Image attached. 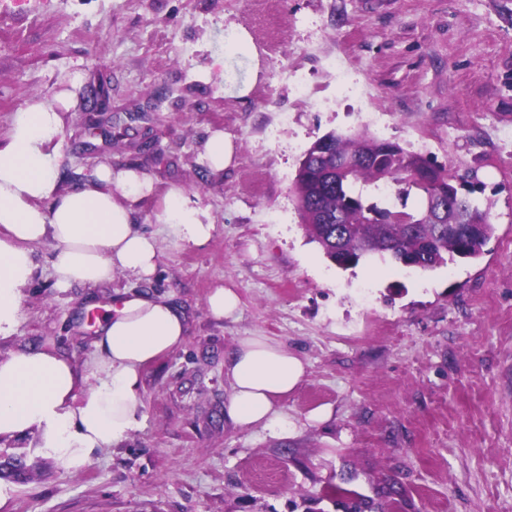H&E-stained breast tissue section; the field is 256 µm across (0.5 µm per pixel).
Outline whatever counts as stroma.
Here are the masks:
<instances>
[{
  "label": "stroma",
  "mask_w": 512,
  "mask_h": 512,
  "mask_svg": "<svg viewBox=\"0 0 512 512\" xmlns=\"http://www.w3.org/2000/svg\"><path fill=\"white\" fill-rule=\"evenodd\" d=\"M240 27L261 61L244 98L217 78L224 34ZM332 58L357 94L337 85ZM294 74L310 95L294 93ZM98 76L113 117L138 112L133 137L110 141L78 111ZM36 100L62 114V187L103 166L152 178L135 222L160 262L148 281L60 288L49 243L32 244L0 360L47 347L88 368L92 307L129 289L172 298L187 340L143 369L140 427L80 474L30 437L0 438V454L32 467L0 512H353L360 500L368 512H512V0H0V139ZM372 112L379 138L485 183L496 232L479 260L342 270L309 240L293 192L302 155L327 133L365 131ZM215 131L236 164L211 174ZM174 186L208 208L206 246L164 238L157 213ZM220 284L240 298L234 318L208 312ZM253 334L308 365L279 403L295 425L284 438L224 417V360Z\"/></svg>",
  "instance_id": "obj_1"
}]
</instances>
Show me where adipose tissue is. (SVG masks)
Here are the masks:
<instances>
[{
    "mask_svg": "<svg viewBox=\"0 0 512 512\" xmlns=\"http://www.w3.org/2000/svg\"><path fill=\"white\" fill-rule=\"evenodd\" d=\"M224 57L248 59L246 76L225 87L232 96H248L260 61L245 29L225 38ZM62 126L60 112L37 100L13 113L0 140V338L18 326L22 290L35 268L32 244L50 243L52 275L61 287L102 284L117 272L147 280L158 269L156 240L134 221L152 179L104 166L94 182L60 189ZM157 220L177 244L205 245L214 230L207 209L190 204L177 187L168 190ZM185 342V318L172 302L140 293L120 298L99 321L89 372L47 348L0 360V437L37 433L38 453L60 472L78 474L95 452L140 425L143 368ZM224 373L231 388L224 413L234 426L288 435L293 425L278 402L307 375L298 356L268 337L245 336L225 359Z\"/></svg>",
    "mask_w": 512,
    "mask_h": 512,
    "instance_id": "obj_1",
    "label": "adipose tissue"
}]
</instances>
